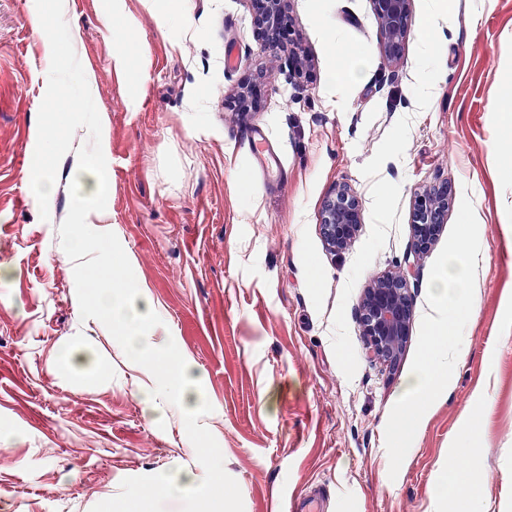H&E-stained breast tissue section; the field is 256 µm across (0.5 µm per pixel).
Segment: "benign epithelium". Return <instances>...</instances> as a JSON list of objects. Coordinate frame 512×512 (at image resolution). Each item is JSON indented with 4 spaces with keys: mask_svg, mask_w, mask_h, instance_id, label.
Masks as SVG:
<instances>
[{
    "mask_svg": "<svg viewBox=\"0 0 512 512\" xmlns=\"http://www.w3.org/2000/svg\"><path fill=\"white\" fill-rule=\"evenodd\" d=\"M384 30L383 52L393 62L400 59L401 44L408 31L410 0H373ZM428 205L413 215L414 240L396 275L377 279L365 290L359 306L360 334L368 358L394 364L400 357L412 315L410 278L416 275V263L433 244L438 225L434 212H448L451 200L448 183L433 188L426 195ZM361 200L347 188L340 187L327 197L322 207V230L328 244L341 251L361 224Z\"/></svg>",
    "mask_w": 512,
    "mask_h": 512,
    "instance_id": "1",
    "label": "benign epithelium"
}]
</instances>
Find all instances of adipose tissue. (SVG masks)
Returning a JSON list of instances; mask_svg holds the SVG:
<instances>
[{
  "label": "adipose tissue",
  "mask_w": 512,
  "mask_h": 512,
  "mask_svg": "<svg viewBox=\"0 0 512 512\" xmlns=\"http://www.w3.org/2000/svg\"><path fill=\"white\" fill-rule=\"evenodd\" d=\"M82 186L75 194L74 213L79 226L70 239V253L78 256L88 249L81 231L82 225L95 223L103 215L100 201L103 197L105 173L94 161L88 162L81 174ZM483 256L482 241L478 235H469L463 248L451 252L431 284L434 306L428 316L429 324L444 335H461L469 313L477 301L475 270ZM94 314L106 319L120 336V344L130 363L143 367L149 355L158 353L159 345L149 337L147 330L157 319L152 301L141 292H125L112 288H98L92 294ZM458 362L455 347L435 350L428 366L418 368L410 377L406 395L411 400L428 402L442 376ZM199 377L192 363L181 360L173 375L165 379L150 378L140 388L146 406H153L160 391H167L178 413L188 419L200 416Z\"/></svg>",
  "instance_id": "ef3b65f1"
}]
</instances>
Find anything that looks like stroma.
<instances>
[{"instance_id":"stroma-1","label":"stroma","mask_w":512,"mask_h":512,"mask_svg":"<svg viewBox=\"0 0 512 512\" xmlns=\"http://www.w3.org/2000/svg\"><path fill=\"white\" fill-rule=\"evenodd\" d=\"M62 2L58 40L71 22L82 39L52 76L34 0H0V512H182L160 479L183 470L197 476L196 512L221 498L233 512H286L312 483L328 496L322 512H512V172L494 150L512 125L489 109L512 85V0H485L475 29L474 0H452L447 22L410 0L396 63L372 0H290L278 50L255 0H175L185 28L161 25L143 0H121L111 20L108 0ZM127 16L149 60L137 80L115 68L123 46L106 27ZM428 39L443 45L445 81L423 106ZM353 55L364 69L340 104L331 71ZM86 71L94 100L50 126L59 97L82 98ZM254 128L285 164L268 184L246 142ZM41 153L50 196L29 179ZM91 157L108 175V217L88 225L94 245L76 260L73 200ZM472 179L484 190L478 305L401 453L391 426L437 340L430 285L466 238L460 191ZM441 182L456 197L411 280L405 347L394 365L369 360L357 307L371 280L402 268L416 201ZM341 185L362 212L337 253L321 211ZM108 255L127 260L159 312L172 355L156 372L175 355L194 364L200 428L167 396L144 406V374L88 309ZM69 347L92 350L98 367L63 369ZM454 457L460 482L442 498L436 480Z\"/></svg>"}]
</instances>
